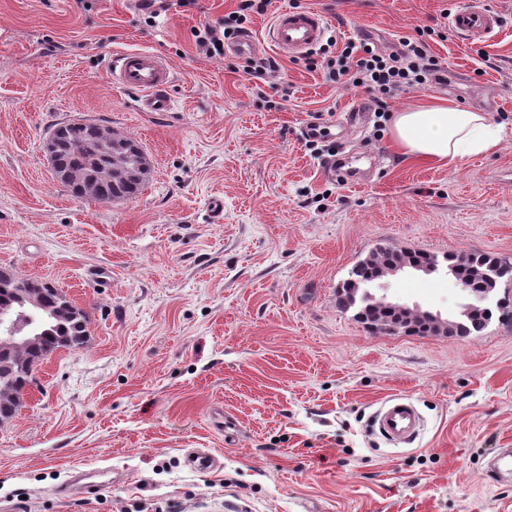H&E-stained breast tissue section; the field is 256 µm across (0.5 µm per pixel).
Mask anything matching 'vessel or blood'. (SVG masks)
<instances>
[{"label":"vessel or blood","mask_w":512,"mask_h":512,"mask_svg":"<svg viewBox=\"0 0 512 512\" xmlns=\"http://www.w3.org/2000/svg\"><path fill=\"white\" fill-rule=\"evenodd\" d=\"M448 24L467 46L478 45L494 38L503 28V16L492 9L486 0H468L454 12ZM326 29L324 16L315 10H283L276 14L265 39L251 34L238 37L231 46L233 53L247 56L258 51L261 43H269L285 56L293 57L316 46ZM114 84L139 92L137 107L143 112H166L170 109L168 89L173 72L167 61L147 50H130L115 55L111 62ZM381 434L394 443L413 439L422 426L415 404L405 397L388 399L375 413Z\"/></svg>","instance_id":"1"}]
</instances>
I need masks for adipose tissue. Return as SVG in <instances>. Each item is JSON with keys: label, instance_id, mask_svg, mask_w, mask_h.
<instances>
[{"label": "adipose tissue", "instance_id": "obj_1", "mask_svg": "<svg viewBox=\"0 0 512 512\" xmlns=\"http://www.w3.org/2000/svg\"><path fill=\"white\" fill-rule=\"evenodd\" d=\"M391 136L403 155L453 166L463 155L495 150L506 131L483 112L420 104L395 114Z\"/></svg>", "mask_w": 512, "mask_h": 512}]
</instances>
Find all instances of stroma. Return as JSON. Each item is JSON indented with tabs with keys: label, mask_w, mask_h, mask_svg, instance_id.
<instances>
[{
	"label": "stroma",
	"mask_w": 512,
	"mask_h": 512,
	"mask_svg": "<svg viewBox=\"0 0 512 512\" xmlns=\"http://www.w3.org/2000/svg\"><path fill=\"white\" fill-rule=\"evenodd\" d=\"M146 22L136 0H0V268L48 281L89 316L78 349L37 368L0 425V507L20 512H512V325L465 340L372 330L339 285L377 246L485 253L512 263V138L455 167L405 158L390 121L339 122L360 93L281 57L290 97L263 99L243 60L205 57L195 31L236 0H198ZM465 0H271L248 25L321 12L345 39L376 45L442 22ZM505 26L472 48L430 40L450 80L393 95L433 98L512 131V0ZM146 49L173 69V109L137 111L112 83L113 54ZM321 120L328 137L303 133ZM93 122L135 138L152 172L135 198L73 197L43 150L53 126ZM366 170L332 176V154ZM224 201L222 220L211 211ZM111 279L98 287L97 269ZM388 300L448 316L465 293L442 273L386 279ZM409 398L411 442L374 414ZM220 460L204 470L187 450ZM118 480L61 497L78 468Z\"/></svg>",
	"instance_id": "35a3bbf8"
}]
</instances>
